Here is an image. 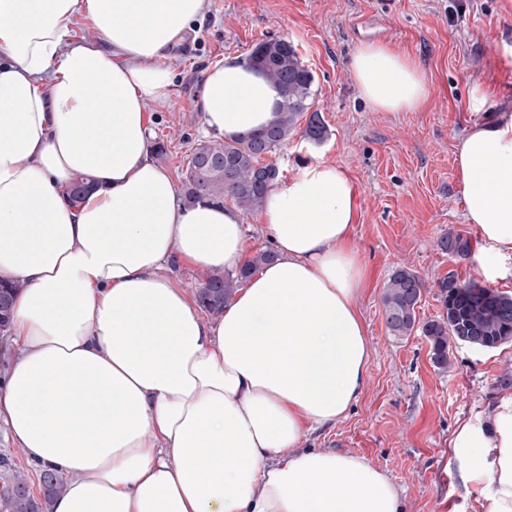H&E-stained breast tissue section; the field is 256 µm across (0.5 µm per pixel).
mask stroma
I'll return each instance as SVG.
<instances>
[{
  "label": "stroma",
  "instance_id": "obj_1",
  "mask_svg": "<svg viewBox=\"0 0 512 512\" xmlns=\"http://www.w3.org/2000/svg\"><path fill=\"white\" fill-rule=\"evenodd\" d=\"M270 38L291 40L313 72V109L329 133L318 145L293 138L273 154L281 180L310 163H333L359 194L353 244L363 262L365 389L344 418L307 432L302 445L351 452L383 469L402 493L404 512H488L466 489L452 441L464 422L486 419L512 397V382H503L512 379V343L453 347L447 370H439L423 336L388 330L381 295L395 268L415 271L426 285L417 310L425 323L442 311L438 284L448 274L512 294V256L487 264L455 175L459 140L494 122L512 99L503 86L512 64L497 51L512 42V0H391L386 10L380 0H208L205 20L167 61L175 75L168 100L147 106L153 139L166 148L154 158L158 166L178 175L205 137L195 107L204 71L228 56L247 58ZM371 41L418 62L431 88L420 110L379 112L362 97L351 60ZM477 83L488 93L482 112L468 108ZM451 231L470 238L469 257L439 249Z\"/></svg>",
  "mask_w": 512,
  "mask_h": 512
}]
</instances>
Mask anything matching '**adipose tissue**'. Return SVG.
<instances>
[{"mask_svg": "<svg viewBox=\"0 0 512 512\" xmlns=\"http://www.w3.org/2000/svg\"><path fill=\"white\" fill-rule=\"evenodd\" d=\"M207 0H0V281L24 282L0 357V423L60 473L53 512H403L363 457L305 448L359 401L370 355L351 246L356 186L305 166L264 204L276 258L208 321L169 266L234 272L235 210L184 206L149 158L147 103ZM97 41L66 46L76 18ZM352 70L381 112L418 111L419 65L376 42ZM277 89L248 62L206 70L196 107L215 137L274 117ZM467 223L489 260L512 253V113L455 154ZM85 175L93 189L72 200ZM475 495L512 512V398L453 440Z\"/></svg>", "mask_w": 512, "mask_h": 512, "instance_id": "1", "label": "adipose tissue"}]
</instances>
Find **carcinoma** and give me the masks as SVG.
I'll use <instances>...</instances> for the list:
<instances>
[{
	"label": "carcinoma",
	"instance_id": "cac0c4a2",
	"mask_svg": "<svg viewBox=\"0 0 512 512\" xmlns=\"http://www.w3.org/2000/svg\"><path fill=\"white\" fill-rule=\"evenodd\" d=\"M248 62L279 90L281 101L275 116L262 129L197 144L180 169L178 191L186 206L199 202L222 205L229 199L246 214L259 211L279 179V168L273 163L260 164V158L276 153L292 140L305 116V139L320 144L328 136L318 113L311 111L314 75L291 41L273 38L259 42ZM438 247L459 258L469 256L472 250L470 239L454 232L442 236ZM273 258L272 250L263 249L235 273L211 271L197 290L199 305L209 314L223 313L224 303L240 284ZM22 288L24 284L19 281L0 286V324H10L13 297ZM423 288L424 282L416 272L398 268L383 289L381 305L393 335L421 332L437 368L448 369L449 351L457 343L491 349L512 342V295L472 281L462 283L450 274L439 283L443 312L420 325L416 308ZM0 467L6 473L0 484V512H51L53 501L65 491V481L53 472L40 488L41 497L25 496L19 487L29 485L28 475L5 458H0Z\"/></svg>",
	"mask_w": 512,
	"mask_h": 512
}]
</instances>
